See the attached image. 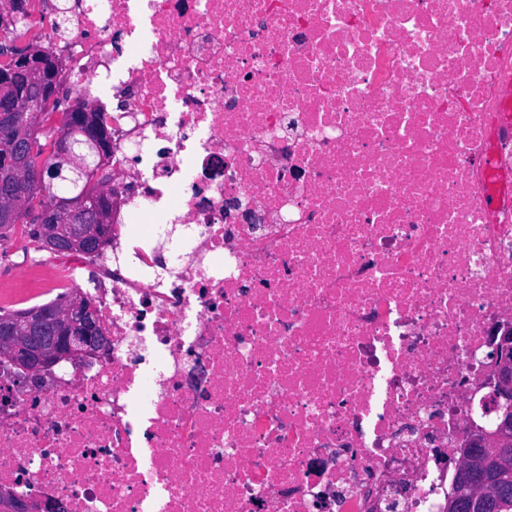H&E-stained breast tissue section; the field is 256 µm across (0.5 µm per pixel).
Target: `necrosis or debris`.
I'll list each match as a JSON object with an SVG mask.
<instances>
[{
    "mask_svg": "<svg viewBox=\"0 0 512 512\" xmlns=\"http://www.w3.org/2000/svg\"><path fill=\"white\" fill-rule=\"evenodd\" d=\"M104 78L106 352L0 370V490L61 512H444L512 329V0H31Z\"/></svg>",
    "mask_w": 512,
    "mask_h": 512,
    "instance_id": "obj_1",
    "label": "necrosis or debris"
}]
</instances>
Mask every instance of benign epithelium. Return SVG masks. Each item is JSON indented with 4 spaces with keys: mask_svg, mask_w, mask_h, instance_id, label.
Listing matches in <instances>:
<instances>
[{
    "mask_svg": "<svg viewBox=\"0 0 512 512\" xmlns=\"http://www.w3.org/2000/svg\"><path fill=\"white\" fill-rule=\"evenodd\" d=\"M25 108L17 98L10 82L0 83V148L5 149L4 166H9L29 154L30 141L22 133L13 134V116ZM59 165L53 167L49 178L39 179V187L51 188L54 180L65 179L64 165L76 173L81 169L69 141L63 139L58 146ZM20 197V189L5 176L0 180V212L11 214ZM85 201L71 204L57 200L58 219L66 227L47 229L53 242L61 241L78 249H100L102 237L96 227L74 224ZM103 320L94 303L81 291L73 293L61 307L36 309L21 318L0 325V361L3 366L18 369L20 383L37 388L46 383L51 368L62 361L79 362L106 349ZM494 377L488 383L491 392L484 397L487 403L484 415L495 414L496 425L488 429L469 420L463 439V455L458 464L460 481L450 506L455 512H496L494 502L507 492L498 483L496 467L512 462V333L504 331L492 336ZM14 512H55L57 505L47 501L14 497Z\"/></svg>",
    "mask_w": 512,
    "mask_h": 512,
    "instance_id": "benign-epithelium-1",
    "label": "benign epithelium"
}]
</instances>
